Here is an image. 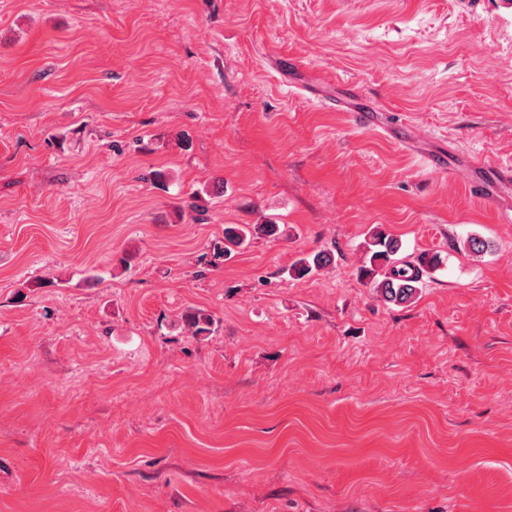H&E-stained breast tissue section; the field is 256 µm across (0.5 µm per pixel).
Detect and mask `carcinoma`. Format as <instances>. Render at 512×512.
<instances>
[{
    "instance_id": "1",
    "label": "carcinoma",
    "mask_w": 512,
    "mask_h": 512,
    "mask_svg": "<svg viewBox=\"0 0 512 512\" xmlns=\"http://www.w3.org/2000/svg\"><path fill=\"white\" fill-rule=\"evenodd\" d=\"M253 234L275 238L280 234V227L271 223L224 226V241L214 244L208 264L215 266L231 258L232 253L242 247ZM401 249L400 240L377 229L372 233L363 266V272L367 276H374L376 271L384 270L382 280L376 282L374 288L384 301L397 305L411 302L422 286L424 275L436 270L439 264L438 255L426 253L419 258L418 264L409 265L398 258ZM329 262V255L319 252L310 260H299L293 265L292 271L295 276L303 277ZM182 320L195 336H205L214 331L213 317L203 310H188L182 315Z\"/></svg>"
}]
</instances>
